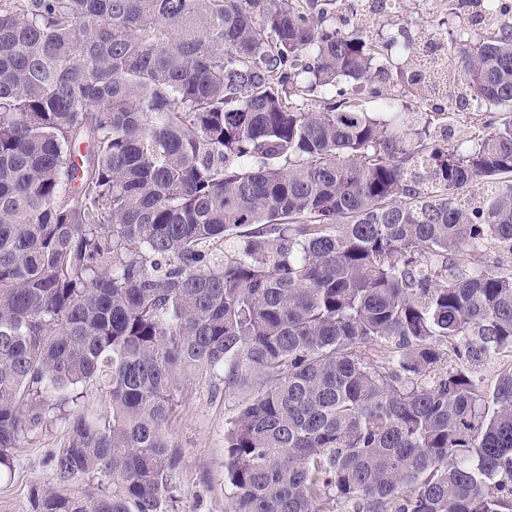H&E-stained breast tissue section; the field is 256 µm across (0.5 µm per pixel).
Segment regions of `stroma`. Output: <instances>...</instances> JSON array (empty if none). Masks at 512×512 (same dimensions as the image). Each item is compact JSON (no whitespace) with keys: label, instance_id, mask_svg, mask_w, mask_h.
Wrapping results in <instances>:
<instances>
[{"label":"stroma","instance_id":"stroma-1","mask_svg":"<svg viewBox=\"0 0 512 512\" xmlns=\"http://www.w3.org/2000/svg\"><path fill=\"white\" fill-rule=\"evenodd\" d=\"M435 26L454 37L466 28L463 15L436 9L434 0H399L395 13L375 22L370 35L382 41L400 33L415 42ZM394 62L399 73L390 82L350 87V94L365 111L379 113L390 106L401 113L422 111L420 99L401 75L406 68L404 57L395 56ZM188 384L192 393L180 410L173 433L184 463L175 476V492L167 510L224 512L225 432L239 397L225 393L218 372L206 376L189 373ZM64 433V424L57 421L29 434L15 453L13 469L0 472V512H33L34 493L54 488L48 458L61 446Z\"/></svg>","mask_w":512,"mask_h":512}]
</instances>
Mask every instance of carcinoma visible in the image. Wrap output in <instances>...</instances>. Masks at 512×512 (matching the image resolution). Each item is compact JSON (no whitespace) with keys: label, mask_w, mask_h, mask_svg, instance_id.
I'll return each instance as SVG.
<instances>
[{"label":"carcinoma","mask_w":512,"mask_h":512,"mask_svg":"<svg viewBox=\"0 0 512 512\" xmlns=\"http://www.w3.org/2000/svg\"><path fill=\"white\" fill-rule=\"evenodd\" d=\"M487 2L448 80L512 109ZM340 5L0 0V470L66 424L34 512H165L190 370L246 394L225 512H512V114L462 148L365 111L343 82L395 50L423 98L419 56ZM444 352L447 353V360H442L439 370L465 368L476 378H479L485 387H491L494 383L495 376L498 370V360L485 359L484 361H468L464 356L458 357L453 351H448L445 347Z\"/></svg>","instance_id":"carcinoma-1"}]
</instances>
